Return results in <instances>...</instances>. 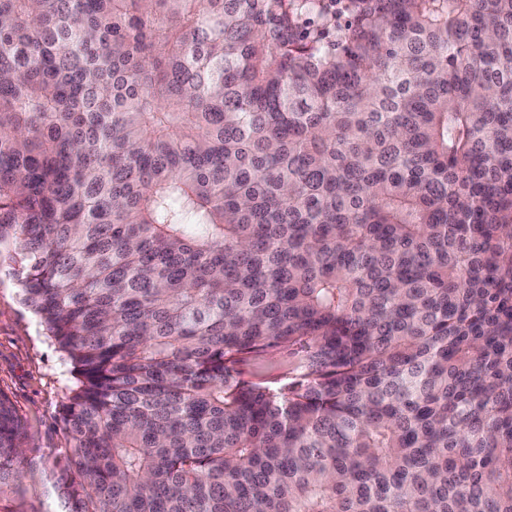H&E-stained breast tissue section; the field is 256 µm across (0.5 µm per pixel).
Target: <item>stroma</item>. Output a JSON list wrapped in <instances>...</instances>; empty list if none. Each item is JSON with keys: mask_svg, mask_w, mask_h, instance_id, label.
Masks as SVG:
<instances>
[{"mask_svg": "<svg viewBox=\"0 0 512 512\" xmlns=\"http://www.w3.org/2000/svg\"><path fill=\"white\" fill-rule=\"evenodd\" d=\"M73 383L68 365L22 306L7 268H0V392L6 394L26 431V454L54 458L69 444L60 421L67 387ZM25 501L40 512H58L59 503L46 474L22 479L0 495V505Z\"/></svg>", "mask_w": 512, "mask_h": 512, "instance_id": "stroma-1", "label": "stroma"}]
</instances>
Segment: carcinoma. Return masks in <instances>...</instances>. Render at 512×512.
Wrapping results in <instances>:
<instances>
[{
  "label": "carcinoma",
  "mask_w": 512,
  "mask_h": 512,
  "mask_svg": "<svg viewBox=\"0 0 512 512\" xmlns=\"http://www.w3.org/2000/svg\"><path fill=\"white\" fill-rule=\"evenodd\" d=\"M344 9L0 0L61 512H512V0ZM25 439L0 395V495ZM291 368L288 354H285L273 359L260 358L253 360L244 367V370L250 378L271 380L285 376L291 371Z\"/></svg>",
  "instance_id": "carcinoma-1"
}]
</instances>
